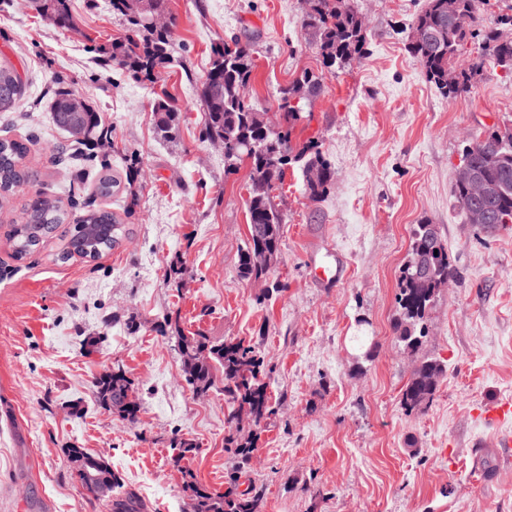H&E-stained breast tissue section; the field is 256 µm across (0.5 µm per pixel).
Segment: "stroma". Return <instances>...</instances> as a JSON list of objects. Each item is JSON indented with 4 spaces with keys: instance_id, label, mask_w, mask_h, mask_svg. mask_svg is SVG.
<instances>
[{
    "instance_id": "stroma-1",
    "label": "stroma",
    "mask_w": 512,
    "mask_h": 512,
    "mask_svg": "<svg viewBox=\"0 0 512 512\" xmlns=\"http://www.w3.org/2000/svg\"><path fill=\"white\" fill-rule=\"evenodd\" d=\"M303 0H168L174 61L157 82L100 64L99 46L125 38L109 0H70L61 30L30 0H0V58L25 84L0 135L29 141L25 185L0 211V512H108L89 504L69 448L104 457L144 512H188L185 479L220 492L233 451L224 395L193 391L176 330L244 338L264 362L275 409L256 426L247 476L263 512H512L486 407L512 401V227L488 233L453 198L467 134L512 126V74L486 62L474 89L448 99L406 49L427 0H355L365 52L327 68L304 27ZM248 44L254 104L281 123L277 92L303 71L321 79L303 101L294 143L317 142L334 171L327 195L304 193L301 164L285 169L274 202L281 251L246 280L249 167H224L205 138L196 88L213 49ZM111 132L117 187L94 192L100 166L55 163L67 137L52 122L57 76ZM168 96L179 133L164 139L153 103ZM75 186L77 203L112 209L124 227L100 258L62 261L66 226L18 261L8 240L35 190ZM438 224L455 277L429 310L424 355L446 373L432 403L406 412L414 366L397 342L398 282L412 231ZM337 268L320 280L319 263ZM119 368L141 402L130 424L98 403L93 381ZM195 446L174 467V442Z\"/></svg>"
}]
</instances>
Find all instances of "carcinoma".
<instances>
[{"mask_svg": "<svg viewBox=\"0 0 512 512\" xmlns=\"http://www.w3.org/2000/svg\"><path fill=\"white\" fill-rule=\"evenodd\" d=\"M310 13L306 26L312 31L323 64L341 68L362 54L365 20L353 0H309ZM489 0H428L427 8L416 18L414 26L425 28L433 37L425 42H410L407 49L418 59L428 79L450 99L472 90L477 77L490 58L512 73V40L503 41L499 32L482 24ZM112 12L126 17V38L99 47L106 62L135 79L153 81L171 64L170 32L156 31L146 24L139 0H111ZM39 11L61 29L73 27L69 0H42ZM478 43L481 53L463 59L468 40ZM214 59L200 88L205 106L204 135L224 144V162L229 168L243 160L250 166V192L247 202L250 238L239 257L240 274L245 279H259L269 271L256 267L252 256L259 250L270 252L276 261L280 252L283 215L273 202V193L282 184L285 167L291 162L303 163L305 192L312 201L322 199L329 191L334 171L317 146L309 143L300 149L291 144L288 124L301 118V108L294 104V93L303 85L310 96L320 91L319 79L308 73L280 88L279 109L285 125L273 127L266 113L245 95L253 68L248 46L239 42L224 43L213 49ZM12 88L11 99L22 95V81L17 71L0 63V88ZM156 126L170 137L174 106L170 100H155ZM51 112L57 126L68 133L69 159L92 161L98 157L94 149L106 142L105 125L100 113L84 98L59 82L51 100ZM28 140L0 138V208L7 206L16 188L37 182L38 173L25 159ZM467 162L487 183L495 186L489 198L471 196L468 184L454 182L453 193L465 216L481 209L486 214L485 230H497L512 224V127L472 136L462 150ZM96 183V195L112 196V176L106 161ZM25 222L11 225L9 237L12 255L22 260L34 253L61 224H73L60 259L78 257L94 261L112 250L120 239L122 225L112 212L94 205L72 217L70 205L60 197L41 191L25 204ZM455 273L448 256V246L436 225L425 221L413 230L409 259L399 280V313L393 328L404 348L416 355L427 339L426 318L441 286ZM176 342L188 385L204 394L222 384L224 395L233 403L228 415L231 428L225 443L234 449V471L227 487L215 493L195 482L186 484L193 500V512H263L261 492L238 490L243 468L256 451L254 441L242 435L239 413L246 412L256 425L275 414L270 405L267 384L263 380V360L255 346L239 339L214 342L203 334H178ZM444 374L442 364L425 357L418 359L415 369L401 390V405L407 412L425 408L437 390ZM98 402L104 409L125 421H137L139 398L125 372H106L94 382ZM90 502L109 500L110 512H141L136 494L123 489L120 476L107 466L105 476L89 481L79 476Z\"/></svg>", "mask_w": 512, "mask_h": 512, "instance_id": "1", "label": "carcinoma"}]
</instances>
